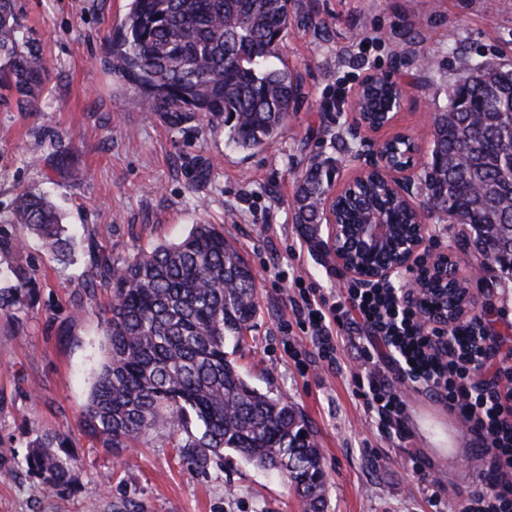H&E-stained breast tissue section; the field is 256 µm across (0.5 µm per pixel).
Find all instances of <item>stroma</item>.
I'll list each match as a JSON object with an SVG mask.
<instances>
[{
    "mask_svg": "<svg viewBox=\"0 0 512 512\" xmlns=\"http://www.w3.org/2000/svg\"><path fill=\"white\" fill-rule=\"evenodd\" d=\"M18 6L48 61L49 80L37 111L0 104V213H9L18 186L46 191L64 215L78 261L62 267L33 239L0 259L2 270L34 269L39 284L32 305L0 316V512H301L279 476L234 452L202 468L171 440L149 437L111 450L81 427L104 357L111 300L110 290L85 288L89 246L120 263L138 249L180 240L202 221L223 225L256 272L257 315L230 357L253 387L288 398L305 414L324 456L325 512H431L401 447L378 435L354 393L357 347L339 348L337 369L305 374L286 348L311 345L299 326L281 328L299 288L327 293L346 284L302 236L292 201L312 159H334L336 186L350 179V161L370 150L350 133L353 92L369 75L394 73L398 57L414 46L430 62L431 81L414 91L390 132L430 145L432 117L446 107L448 85L463 76L467 59L512 64V0H290L278 49L302 95L277 139L247 152L226 145L219 128L170 127L103 69L106 36L129 0ZM338 134L348 151L335 149ZM57 141L90 171L88 180L33 164ZM202 168L208 176L200 181ZM460 273L484 288L492 332L512 337V279L469 267ZM405 400L410 447L433 460L446 486H479L462 423L417 393ZM58 433L77 465L67 490L46 495L25 456L32 440Z\"/></svg>",
    "mask_w": 512,
    "mask_h": 512,
    "instance_id": "stroma-1",
    "label": "stroma"
}]
</instances>
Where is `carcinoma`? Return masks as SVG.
I'll use <instances>...</instances> for the list:
<instances>
[{
	"label": "carcinoma",
	"mask_w": 512,
	"mask_h": 512,
	"mask_svg": "<svg viewBox=\"0 0 512 512\" xmlns=\"http://www.w3.org/2000/svg\"><path fill=\"white\" fill-rule=\"evenodd\" d=\"M289 0H131L120 27L109 32L101 64L122 79L150 112L171 126L196 120L224 129L242 151L268 145L282 132L301 93L298 78L278 66V45L289 22ZM413 51L400 63L422 87ZM47 61L26 35L15 0H0V96L34 111L46 90ZM470 79L433 116L432 161L423 173L427 214L468 233L461 243L502 275L512 277V74L494 61H469ZM394 83L385 75L367 85L359 119L378 122ZM52 159L80 181L68 150ZM335 167L309 165L293 199L294 223L323 248L318 227L333 190ZM343 224H365L383 207L393 234L412 220L402 203L371 179L336 202ZM19 225L62 265L75 260L72 238L54 202L30 187L17 189L10 216L0 218V257L24 239ZM91 288H108L106 358L82 413L84 433L103 448H126L141 437L186 435L180 447L204 466L230 449L275 471L302 503L324 512V457L303 412L286 398L253 387L226 348L256 317V277L220 224L198 223L180 241L140 249L123 264L92 254ZM34 270L21 265L0 278V313L9 314L36 290ZM197 432H192V429ZM62 434L32 441L29 471L53 494L72 481L75 460Z\"/></svg>",
	"instance_id": "1"
}]
</instances>
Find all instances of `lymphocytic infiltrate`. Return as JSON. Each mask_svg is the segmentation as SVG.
I'll return each instance as SVG.
<instances>
[{
  "instance_id": "f902f5d3",
  "label": "lymphocytic infiltrate",
  "mask_w": 512,
  "mask_h": 512,
  "mask_svg": "<svg viewBox=\"0 0 512 512\" xmlns=\"http://www.w3.org/2000/svg\"><path fill=\"white\" fill-rule=\"evenodd\" d=\"M402 296L389 281L356 283L328 296L301 294L290 307L328 367H337V351L351 325L366 326L382 346L384 366L365 367L355 377L365 411L379 431L407 439L404 396L409 390L461 420L471 458L483 474L479 487L445 493L433 461L421 449L407 451L413 474L430 493L433 512H512V348H504L483 318L450 328L424 324L420 307Z\"/></svg>"
}]
</instances>
